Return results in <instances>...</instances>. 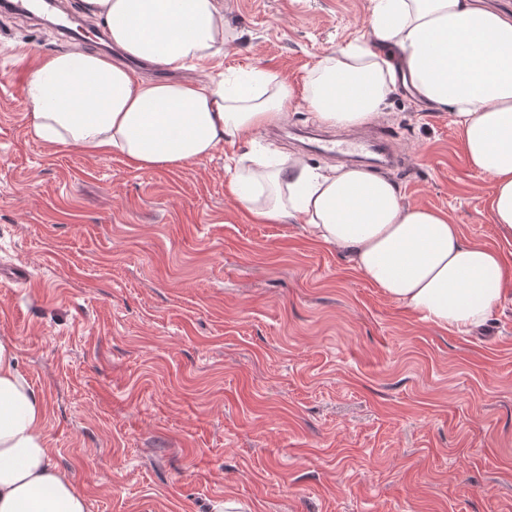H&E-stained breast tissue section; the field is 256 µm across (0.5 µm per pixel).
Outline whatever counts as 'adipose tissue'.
Returning <instances> with one entry per match:
<instances>
[{"instance_id": "adipose-tissue-1", "label": "adipose tissue", "mask_w": 512, "mask_h": 512, "mask_svg": "<svg viewBox=\"0 0 512 512\" xmlns=\"http://www.w3.org/2000/svg\"><path fill=\"white\" fill-rule=\"evenodd\" d=\"M124 55L170 71L213 60L224 44V0H84ZM371 39L321 61L305 102L327 125L376 119L396 92L448 109L472 168L494 182L491 220L512 237V10L492 0H371ZM30 134L137 169L179 168L250 143L296 99L264 69L219 81L145 80L79 47L51 55L24 85ZM235 166L229 192L259 224L298 220L317 243L420 320L469 332L507 295L504 256L465 240L446 212L407 206L389 177L340 164L318 170L281 153ZM45 401L0 340V512H87L51 461Z\"/></svg>"}]
</instances>
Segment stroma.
Listing matches in <instances>:
<instances>
[{
  "instance_id": "obj_1",
  "label": "stroma",
  "mask_w": 512,
  "mask_h": 512,
  "mask_svg": "<svg viewBox=\"0 0 512 512\" xmlns=\"http://www.w3.org/2000/svg\"><path fill=\"white\" fill-rule=\"evenodd\" d=\"M67 2L78 43L0 12V339L44 397L51 460L88 512H512V293L470 334L444 330L299 221L251 222L227 189L234 148L133 170L33 138L27 74L99 49L100 20ZM370 8L226 0L219 57L186 76L261 68L304 89L366 35ZM377 122L406 159L389 175L407 205L512 254L448 112L402 91ZM297 127L320 128L300 100L258 148L336 164L286 139Z\"/></svg>"
}]
</instances>
